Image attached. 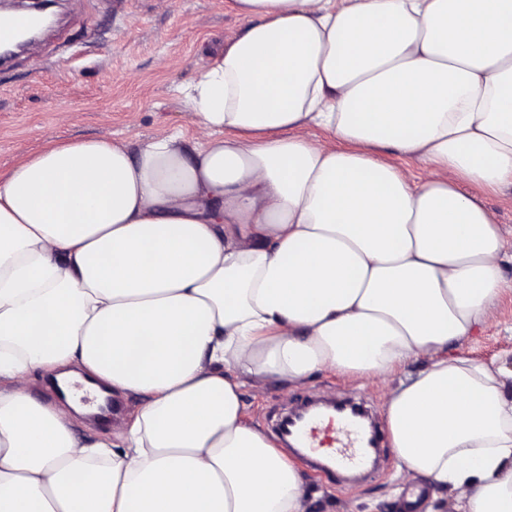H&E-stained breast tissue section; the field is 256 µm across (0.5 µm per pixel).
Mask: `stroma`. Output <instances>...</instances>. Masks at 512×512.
Masks as SVG:
<instances>
[{"label": "stroma", "instance_id": "1", "mask_svg": "<svg viewBox=\"0 0 512 512\" xmlns=\"http://www.w3.org/2000/svg\"><path fill=\"white\" fill-rule=\"evenodd\" d=\"M62 0L61 20L40 42L0 64V173L46 142L105 138L138 149L152 137L187 129L190 108L176 93L201 57L223 48L241 19L224 0ZM456 353L512 371V292ZM382 377L349 381L316 372L299 385L268 381L244 389L246 421L271 438L293 407L324 395L366 401L382 420ZM383 465L358 483L333 482L297 457L309 512H426L436 490L427 487L412 510L410 489L397 467L389 439Z\"/></svg>", "mask_w": 512, "mask_h": 512}]
</instances>
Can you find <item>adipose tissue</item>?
Returning <instances> with one entry per match:
<instances>
[{"label":"adipose tissue","instance_id":"adipose-tissue-1","mask_svg":"<svg viewBox=\"0 0 512 512\" xmlns=\"http://www.w3.org/2000/svg\"><path fill=\"white\" fill-rule=\"evenodd\" d=\"M226 4L244 26L180 88L192 153L50 142L0 174V512H307L241 395L317 371L399 376L405 481L512 512V398L449 352L508 286L476 193L512 184V0ZM72 364L142 396L112 439L31 394Z\"/></svg>","mask_w":512,"mask_h":512}]
</instances>
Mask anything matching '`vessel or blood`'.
Returning <instances> with one entry per match:
<instances>
[{
  "label": "vessel or blood",
  "mask_w": 512,
  "mask_h": 512,
  "mask_svg": "<svg viewBox=\"0 0 512 512\" xmlns=\"http://www.w3.org/2000/svg\"><path fill=\"white\" fill-rule=\"evenodd\" d=\"M37 16L14 14L10 24L0 28V43L12 41L19 34L38 25ZM290 446L305 449L316 456L329 479L340 473L362 468L372 462L369 433L358 417L324 410L306 415L285 435Z\"/></svg>",
  "instance_id": "vessel-or-blood-1"
}]
</instances>
